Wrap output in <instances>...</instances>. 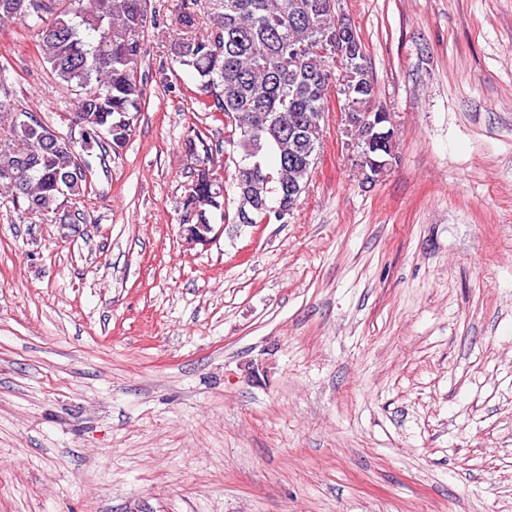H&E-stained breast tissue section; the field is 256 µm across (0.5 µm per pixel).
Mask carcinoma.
Here are the masks:
<instances>
[{
  "label": "carcinoma",
  "mask_w": 512,
  "mask_h": 512,
  "mask_svg": "<svg viewBox=\"0 0 512 512\" xmlns=\"http://www.w3.org/2000/svg\"><path fill=\"white\" fill-rule=\"evenodd\" d=\"M211 26L182 0L171 51L191 69L204 109L224 114L230 141L241 150L235 165L236 212L251 224H269L306 186L319 158L323 132L306 124L323 111L336 54V8L330 0H205ZM34 17L39 47L55 83L77 95L73 123L82 145L119 154L142 112L137 71L148 22V0H0V21ZM352 112H379L365 46L343 58ZM76 141L58 137L33 116L15 118L0 132V190L26 214L60 216L65 200L87 190L89 169L73 161ZM191 173L184 205L206 217L224 210V180L204 149Z\"/></svg>",
  "instance_id": "cac0c4a2"
}]
</instances>
